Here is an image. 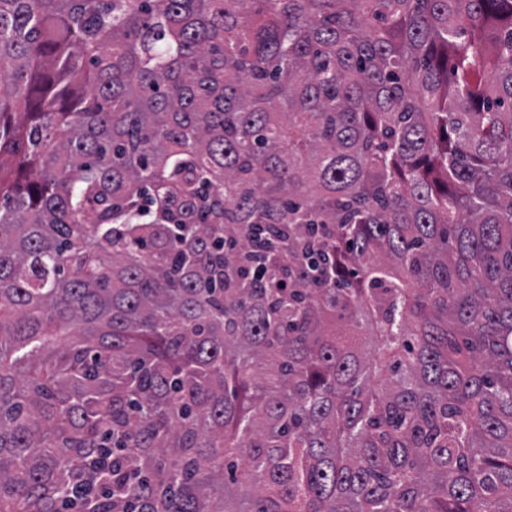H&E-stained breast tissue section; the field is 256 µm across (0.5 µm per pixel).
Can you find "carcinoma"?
Instances as JSON below:
<instances>
[{"label": "carcinoma", "mask_w": 512, "mask_h": 512, "mask_svg": "<svg viewBox=\"0 0 512 512\" xmlns=\"http://www.w3.org/2000/svg\"><path fill=\"white\" fill-rule=\"evenodd\" d=\"M512 512V0H0V512Z\"/></svg>", "instance_id": "1"}]
</instances>
